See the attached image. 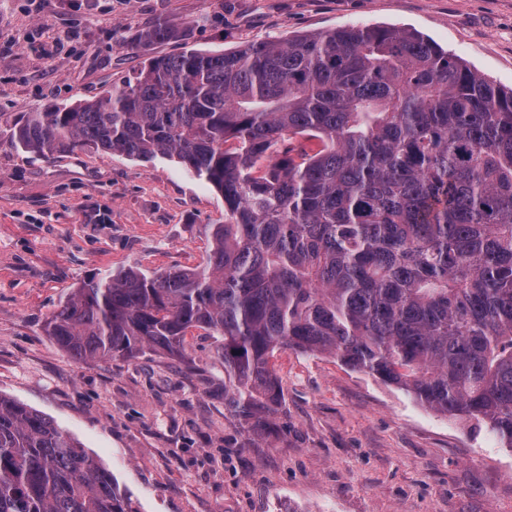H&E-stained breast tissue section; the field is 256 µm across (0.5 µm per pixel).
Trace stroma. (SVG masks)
Instances as JSON below:
<instances>
[{
  "label": "stroma",
  "instance_id": "35a3bbf8",
  "mask_svg": "<svg viewBox=\"0 0 512 512\" xmlns=\"http://www.w3.org/2000/svg\"><path fill=\"white\" fill-rule=\"evenodd\" d=\"M174 39L149 51L156 22ZM409 28L512 88V0H0V393L53 419L138 512H512V450L329 355L276 351L262 434L224 403L204 331L188 362L73 361L45 318L128 268L204 265L224 198L176 160L11 147L25 113L88 99L146 54L230 50L343 25Z\"/></svg>",
  "mask_w": 512,
  "mask_h": 512
}]
</instances>
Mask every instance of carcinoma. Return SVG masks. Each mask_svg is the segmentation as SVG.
I'll return each instance as SVG.
<instances>
[{
    "label": "carcinoma",
    "instance_id": "1",
    "mask_svg": "<svg viewBox=\"0 0 512 512\" xmlns=\"http://www.w3.org/2000/svg\"><path fill=\"white\" fill-rule=\"evenodd\" d=\"M174 36L159 23L146 49ZM10 144L177 160L224 196L205 265L92 278L44 322L72 359L214 340L263 429L274 352L328 354L512 449V89L405 28L345 25L147 58ZM0 512H138L111 470L0 393Z\"/></svg>",
    "mask_w": 512,
    "mask_h": 512
}]
</instances>
